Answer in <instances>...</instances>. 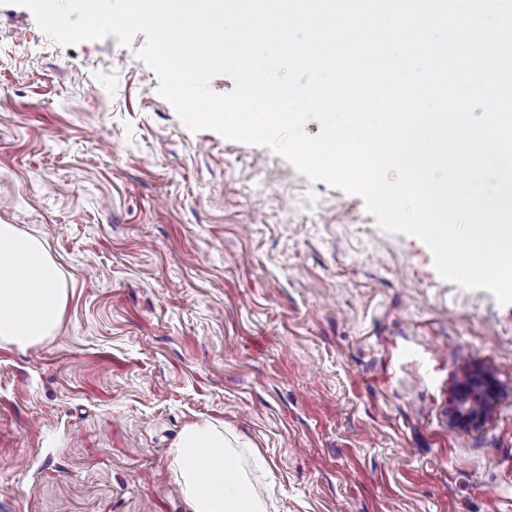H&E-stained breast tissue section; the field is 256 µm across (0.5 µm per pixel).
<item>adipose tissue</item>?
Listing matches in <instances>:
<instances>
[{
	"label": "adipose tissue",
	"mask_w": 512,
	"mask_h": 512,
	"mask_svg": "<svg viewBox=\"0 0 512 512\" xmlns=\"http://www.w3.org/2000/svg\"><path fill=\"white\" fill-rule=\"evenodd\" d=\"M67 287L43 242L14 224H0V343L35 348L55 334ZM171 470L189 512H267L224 430L193 422L170 453Z\"/></svg>",
	"instance_id": "1"
}]
</instances>
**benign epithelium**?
<instances>
[{"mask_svg": "<svg viewBox=\"0 0 512 512\" xmlns=\"http://www.w3.org/2000/svg\"><path fill=\"white\" fill-rule=\"evenodd\" d=\"M499 394L500 388L489 371L481 368L467 371L451 390L450 424L460 429L482 425L491 416Z\"/></svg>", "mask_w": 512, "mask_h": 512, "instance_id": "benign-epithelium-1", "label": "benign epithelium"}]
</instances>
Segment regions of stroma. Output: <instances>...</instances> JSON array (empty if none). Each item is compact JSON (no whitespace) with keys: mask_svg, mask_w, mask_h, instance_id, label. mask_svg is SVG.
I'll use <instances>...</instances> for the list:
<instances>
[{"mask_svg":"<svg viewBox=\"0 0 512 512\" xmlns=\"http://www.w3.org/2000/svg\"><path fill=\"white\" fill-rule=\"evenodd\" d=\"M0 5V224L68 299L0 345V512H189L170 450L223 426L269 512H512V304L272 149L190 131L139 51ZM502 395L448 424L463 369Z\"/></svg>","mask_w":512,"mask_h":512,"instance_id":"35a3bbf8","label":"stroma"}]
</instances>
